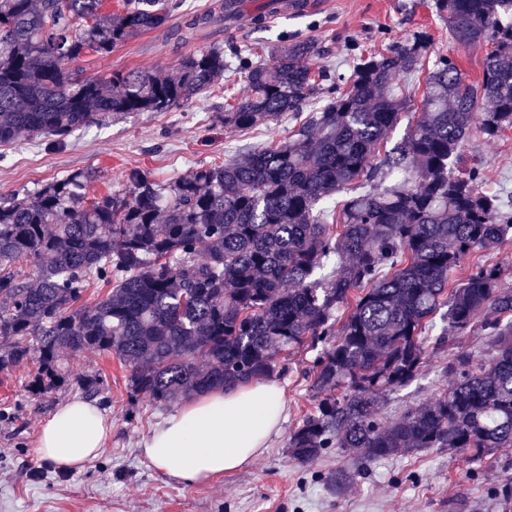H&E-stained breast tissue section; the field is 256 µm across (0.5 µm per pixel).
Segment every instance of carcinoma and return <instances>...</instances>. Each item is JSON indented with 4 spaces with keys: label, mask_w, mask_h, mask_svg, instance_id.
Wrapping results in <instances>:
<instances>
[{
    "label": "carcinoma",
    "mask_w": 512,
    "mask_h": 512,
    "mask_svg": "<svg viewBox=\"0 0 512 512\" xmlns=\"http://www.w3.org/2000/svg\"><path fill=\"white\" fill-rule=\"evenodd\" d=\"M0 0V143L53 147L114 115L166 112L244 75L250 94L215 119L246 132L287 113L314 112L288 140L200 165L168 183L142 170L90 199L78 171L0 204V372L32 361L56 376L69 351L115 357L133 399L165 405L271 376L276 357L315 352L316 413L288 438L299 463L327 448L365 461L426 448L475 456L512 448V285L497 253L512 210L463 165L476 123L486 140L512 128V0H435L461 45H492L481 80L440 57L425 77L415 124L391 148L408 108L396 83L423 70L421 30L359 57L350 78L314 71L318 48H277L275 71L248 49L235 61L214 44L182 58L175 75L133 69L80 77L69 64L167 25L182 0ZM225 0L186 27L224 16ZM346 189L335 223L323 203ZM458 270L462 282L449 283ZM106 292L75 307L83 292ZM480 325L492 356L461 353L448 392L398 420L377 417L376 395L412 382L424 332Z\"/></svg>",
    "instance_id": "carcinoma-1"
}]
</instances>
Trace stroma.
Here are the masks:
<instances>
[{"label":"stroma","instance_id":"stroma-1","mask_svg":"<svg viewBox=\"0 0 512 512\" xmlns=\"http://www.w3.org/2000/svg\"><path fill=\"white\" fill-rule=\"evenodd\" d=\"M435 0H332L325 9L299 18L280 16L267 31L243 25L225 29L215 23L184 30L182 38L156 30L129 40L107 55L88 54L72 65L85 76H107L133 68L174 73L182 57L213 43L225 52L260 43L263 63L271 47L294 39L317 44L318 66L349 77L359 53H377L418 30L427 31L426 64L454 59L467 81L480 78L486 44L459 45L434 8ZM223 86L169 112L115 116L76 132L50 149L37 141L0 147V199L34 192L77 170H92L88 196L120 186L134 169L159 182L189 174L198 165L222 162L228 154L285 141L296 124L285 116L241 134L209 123L223 110ZM465 159L481 163L505 205H512V128L494 141L471 132ZM490 356L489 339L471 329L444 347H429L417 377L390 393L380 418L399 419L411 405L444 394L448 364L459 353ZM57 384L33 393L36 365L0 372V512H512V449L481 456L427 448L401 456L362 462L342 448H329L314 462L301 464L288 454V437L315 413L318 400L309 370L313 354L301 349L278 362L274 382L285 392L281 430L245 469L202 486L172 480L146 462L139 444L177 404L159 406L132 399L126 370L116 359L86 351L67 353ZM99 379L91 387V379ZM97 400L112 419V439L83 470L63 473L34 457L33 443L42 422L73 397Z\"/></svg>","mask_w":512,"mask_h":512}]
</instances>
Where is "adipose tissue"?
Returning <instances> with one entry per match:
<instances>
[{
    "label": "adipose tissue",
    "instance_id": "ef3b65f1",
    "mask_svg": "<svg viewBox=\"0 0 512 512\" xmlns=\"http://www.w3.org/2000/svg\"><path fill=\"white\" fill-rule=\"evenodd\" d=\"M285 403L274 382L209 391L189 400L141 442L145 460L187 484L250 465L278 432ZM112 434V421L96 402L75 398L60 404L43 422L37 455L62 471L81 470L96 458Z\"/></svg>",
    "mask_w": 512,
    "mask_h": 512
}]
</instances>
